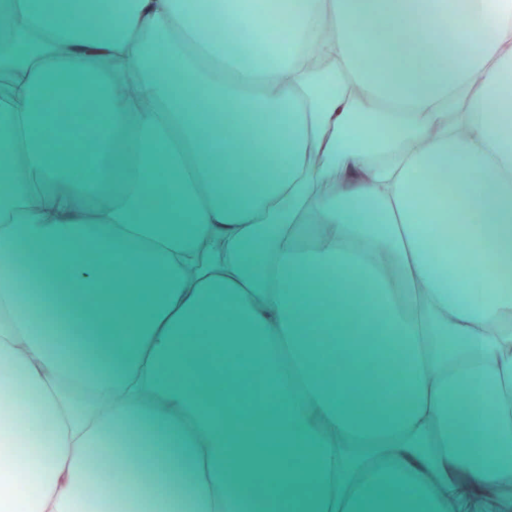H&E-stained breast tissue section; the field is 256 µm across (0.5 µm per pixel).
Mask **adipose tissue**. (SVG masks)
I'll return each instance as SVG.
<instances>
[{
	"label": "adipose tissue",
	"mask_w": 512,
	"mask_h": 512,
	"mask_svg": "<svg viewBox=\"0 0 512 512\" xmlns=\"http://www.w3.org/2000/svg\"><path fill=\"white\" fill-rule=\"evenodd\" d=\"M0 15V512H155L154 483L176 512L512 501V0ZM50 93L98 122L91 172ZM48 309L75 314L81 354L49 346ZM317 312L343 340L383 323L400 403L369 404L361 347L321 364ZM220 353L260 364L273 407L231 401L232 374L209 387ZM100 456L121 476L139 458L138 481L109 488Z\"/></svg>",
	"instance_id": "obj_1"
}]
</instances>
